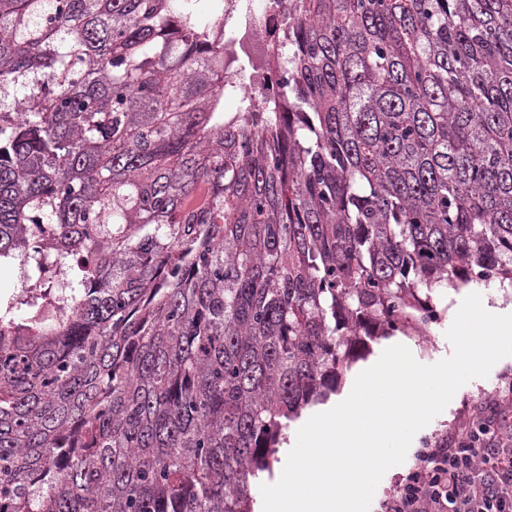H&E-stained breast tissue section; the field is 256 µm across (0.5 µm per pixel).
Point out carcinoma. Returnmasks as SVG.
Returning <instances> with one entry per match:
<instances>
[{"label":"carcinoma","instance_id":"1","mask_svg":"<svg viewBox=\"0 0 512 512\" xmlns=\"http://www.w3.org/2000/svg\"><path fill=\"white\" fill-rule=\"evenodd\" d=\"M199 2L0 0V512H253L354 348L512 281V0H271L261 60ZM275 76H270L266 85H262L259 79L249 78L245 79L241 77L237 81H234V89L239 97L254 94L255 92L265 91L267 94L274 95L278 90V83Z\"/></svg>","mask_w":512,"mask_h":512}]
</instances>
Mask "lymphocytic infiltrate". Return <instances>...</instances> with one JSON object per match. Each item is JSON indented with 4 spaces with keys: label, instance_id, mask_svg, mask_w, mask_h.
<instances>
[{
    "label": "lymphocytic infiltrate",
    "instance_id": "lymphocytic-infiltrate-1",
    "mask_svg": "<svg viewBox=\"0 0 512 512\" xmlns=\"http://www.w3.org/2000/svg\"><path fill=\"white\" fill-rule=\"evenodd\" d=\"M382 512H512V425L475 411L455 435L418 451Z\"/></svg>",
    "mask_w": 512,
    "mask_h": 512
}]
</instances>
